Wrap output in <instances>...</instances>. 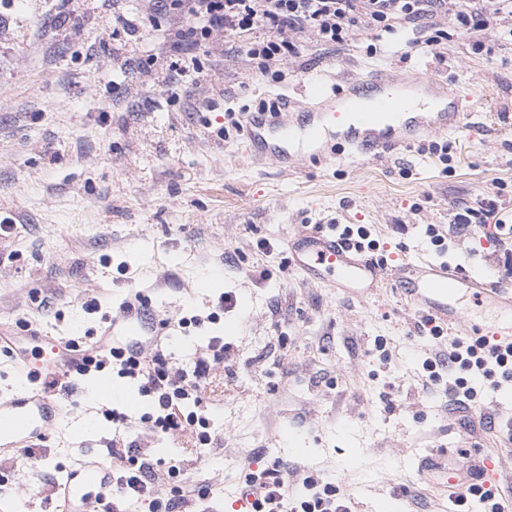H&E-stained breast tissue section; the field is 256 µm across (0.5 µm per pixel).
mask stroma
I'll return each instance as SVG.
<instances>
[{
    "instance_id": "obj_1",
    "label": "stroma",
    "mask_w": 512,
    "mask_h": 512,
    "mask_svg": "<svg viewBox=\"0 0 512 512\" xmlns=\"http://www.w3.org/2000/svg\"><path fill=\"white\" fill-rule=\"evenodd\" d=\"M186 24L148 0H0V222L10 226L0 231V322L41 337L46 355L50 340L101 333L135 290L164 324L173 366L192 369L221 337L229 358L201 381L216 441L184 454V469L212 485L224 512L260 462L346 488L355 512H450L428 494L422 466L444 448L490 447L479 419L512 425V385L463 419L452 376L423 391L436 343L390 279L347 297L304 278L285 244L305 226L362 225L378 243L369 257L445 262L512 285L498 245L452 228L458 203L477 210L489 198L512 225V48L486 55L446 16L450 36L433 46L414 26L363 28L336 45L306 33L275 78L243 51L268 29L220 31L171 57L167 41ZM383 67L430 71L469 95L470 127L430 149L289 172L254 160L225 123L228 110L301 100L308 78L334 84ZM90 300L99 308L89 315ZM93 382L72 377L47 440L8 465L0 512H53L51 481L108 460L112 440L164 458L187 444L142 421L143 397L123 426L104 421ZM89 414L99 429L77 433Z\"/></svg>"
}]
</instances>
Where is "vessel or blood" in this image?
<instances>
[{
    "mask_svg": "<svg viewBox=\"0 0 512 512\" xmlns=\"http://www.w3.org/2000/svg\"><path fill=\"white\" fill-rule=\"evenodd\" d=\"M431 73L410 77L386 69L368 78H349L339 84L321 80L306 83L304 102L287 96L275 99L273 110L249 116L245 135L254 153L281 168L312 160L379 156L410 147L415 141L445 136L465 128L469 113L459 111L453 91L440 112H414L409 92L438 87ZM291 264L313 279L332 282L338 290L362 298L371 294L383 275L394 278L407 301L419 312L446 324L458 322L460 296L471 301L492 300L502 311L486 332L512 343V289L494 288L478 277L461 275L445 263H407L380 266L356 246L322 231L302 232L286 244ZM112 325L120 335L140 336L153 321L143 293L129 294ZM81 350L62 352L53 370L65 382L82 363ZM13 364L20 381L13 397L0 403V461L16 459L29 443L46 436L61 410L56 391L38 387V376L26 354Z\"/></svg>",
    "mask_w": 512,
    "mask_h": 512,
    "instance_id": "1",
    "label": "vessel or blood"
}]
</instances>
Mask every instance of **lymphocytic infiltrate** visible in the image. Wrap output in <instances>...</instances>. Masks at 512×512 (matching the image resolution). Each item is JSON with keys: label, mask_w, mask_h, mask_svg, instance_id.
Wrapping results in <instances>:
<instances>
[{"label": "lymphocytic infiltrate", "mask_w": 512, "mask_h": 512, "mask_svg": "<svg viewBox=\"0 0 512 512\" xmlns=\"http://www.w3.org/2000/svg\"><path fill=\"white\" fill-rule=\"evenodd\" d=\"M165 13L190 19L171 44L179 51L183 41H207L214 32L243 33L258 26L271 29L269 39L248 44L246 53L256 60L261 73L271 65L284 64L298 57L300 33L311 32L325 43L346 42L354 30L366 27L386 32L408 24H424L431 29L430 43H438L434 31L438 17H451L458 31L481 36L495 30L505 19H512V0H156ZM212 355L197 360L193 370L174 368L167 355L157 350L144 353L114 342L103 350L88 347L79 374L105 367L118 375L136 380L141 392L151 397L154 410L147 422L167 434L186 431L195 434L199 444L212 442L210 421L197 414L203 402L200 380L212 364L223 361L224 345L213 341ZM431 384H438L443 373L455 372L453 392L462 401H474L476 392L469 384L472 374L482 376L490 389L512 381V346L481 336L472 341L458 340L448 350L430 354L424 361ZM112 458L116 463L112 479L98 491V512H206L204 504L213 496L209 484L183 478L177 459H153L136 451L133 444L115 440ZM244 489L261 488L254 512H351L352 500L340 495L333 483L315 476L302 480L299 493H291L279 465L257 467L244 476Z\"/></svg>", "instance_id": "lymphocytic-infiltrate-1"}]
</instances>
